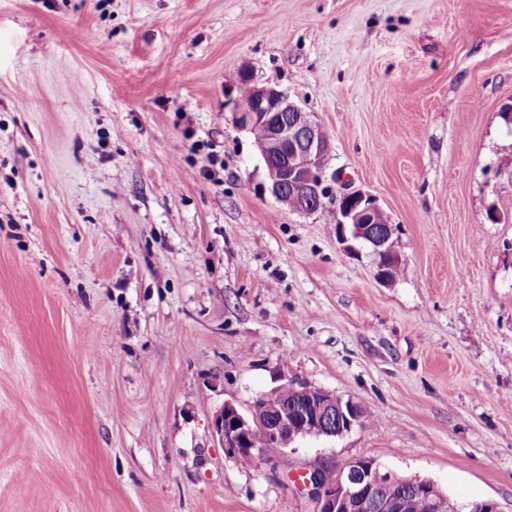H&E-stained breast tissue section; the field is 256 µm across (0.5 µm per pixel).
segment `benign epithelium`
<instances>
[{
    "label": "benign epithelium",
    "mask_w": 512,
    "mask_h": 512,
    "mask_svg": "<svg viewBox=\"0 0 512 512\" xmlns=\"http://www.w3.org/2000/svg\"><path fill=\"white\" fill-rule=\"evenodd\" d=\"M239 91L254 103L243 112L234 108L244 129L262 124L267 137L255 142L265 168L271 196L290 208L311 213L327 197L336 211V230L341 241L353 240L370 247L375 279L389 285L391 269L401 264L394 246V227L377 226L383 209L360 189L331 191L328 181H340L336 172L326 176L330 144L310 113L291 101L288 94L258 84L248 68L240 70ZM367 411L352 399L304 381H288L258 395L243 414L226 405L212 421V432L224 454L240 463L270 464L294 449L308 436L334 438L360 427ZM262 433L264 442L254 439ZM276 454L268 455V449ZM296 490L315 504L314 512H402L404 499L414 496L426 512H442L447 495L431 480L400 477L384 471L372 459L353 457L340 465H315L294 481ZM457 512H502L494 500L460 501Z\"/></svg>",
    "instance_id": "7a95c632"
}]
</instances>
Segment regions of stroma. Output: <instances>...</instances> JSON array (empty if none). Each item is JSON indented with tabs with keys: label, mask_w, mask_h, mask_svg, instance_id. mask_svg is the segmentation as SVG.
Returning <instances> with one entry per match:
<instances>
[{
	"label": "stroma",
	"mask_w": 512,
	"mask_h": 512,
	"mask_svg": "<svg viewBox=\"0 0 512 512\" xmlns=\"http://www.w3.org/2000/svg\"><path fill=\"white\" fill-rule=\"evenodd\" d=\"M330 138L402 264L262 185L228 81ZM512 0H0V512H313L374 459L512 512ZM374 418L262 467L224 405Z\"/></svg>",
	"instance_id": "stroma-1"
}]
</instances>
